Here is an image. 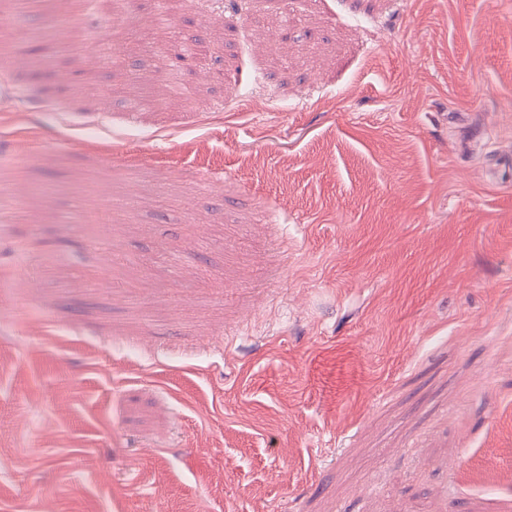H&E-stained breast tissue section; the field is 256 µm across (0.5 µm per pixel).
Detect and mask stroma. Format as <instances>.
Masks as SVG:
<instances>
[{
	"mask_svg": "<svg viewBox=\"0 0 512 512\" xmlns=\"http://www.w3.org/2000/svg\"><path fill=\"white\" fill-rule=\"evenodd\" d=\"M238 3L0 0V512H512V0Z\"/></svg>",
	"mask_w": 512,
	"mask_h": 512,
	"instance_id": "1",
	"label": "stroma"
}]
</instances>
